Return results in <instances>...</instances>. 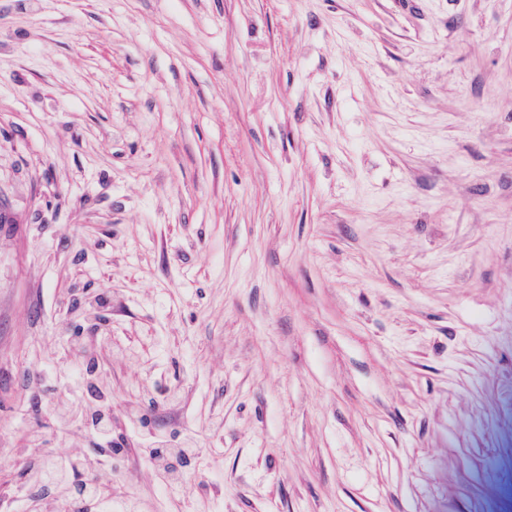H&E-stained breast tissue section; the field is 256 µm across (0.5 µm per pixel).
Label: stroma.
<instances>
[{
    "instance_id": "stroma-1",
    "label": "stroma",
    "mask_w": 512,
    "mask_h": 512,
    "mask_svg": "<svg viewBox=\"0 0 512 512\" xmlns=\"http://www.w3.org/2000/svg\"><path fill=\"white\" fill-rule=\"evenodd\" d=\"M82 336L112 512H512V0H0L14 501ZM92 416L95 439L103 450L96 456V463L103 469H112V416L104 415L95 419ZM196 448H151L149 450V456L155 459V467L160 471L163 478L165 479L168 489L176 494L181 491L184 475L170 466L168 459L171 457H187L195 453Z\"/></svg>"
}]
</instances>
